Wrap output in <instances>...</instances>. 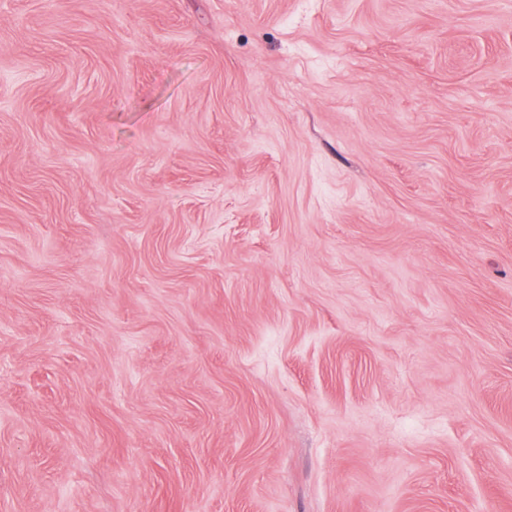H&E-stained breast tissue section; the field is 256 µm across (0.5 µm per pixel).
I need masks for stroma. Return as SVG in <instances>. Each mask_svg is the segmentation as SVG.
Returning <instances> with one entry per match:
<instances>
[{
    "label": "stroma",
    "instance_id": "35a3bbf8",
    "mask_svg": "<svg viewBox=\"0 0 512 512\" xmlns=\"http://www.w3.org/2000/svg\"><path fill=\"white\" fill-rule=\"evenodd\" d=\"M0 512H512V0H0Z\"/></svg>",
    "mask_w": 512,
    "mask_h": 512
}]
</instances>
